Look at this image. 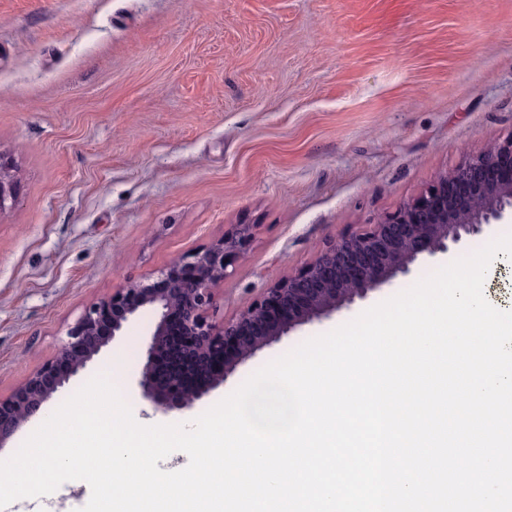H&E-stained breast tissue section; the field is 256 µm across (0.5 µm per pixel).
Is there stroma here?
I'll use <instances>...</instances> for the list:
<instances>
[{
    "instance_id": "obj_1",
    "label": "stroma",
    "mask_w": 512,
    "mask_h": 512,
    "mask_svg": "<svg viewBox=\"0 0 512 512\" xmlns=\"http://www.w3.org/2000/svg\"><path fill=\"white\" fill-rule=\"evenodd\" d=\"M512 133V0H0V397L54 359L92 304L255 225L218 292L233 318L342 234ZM511 224L423 263L378 304ZM306 326L242 384L357 317ZM143 311L0 460L86 380L135 374Z\"/></svg>"
}]
</instances>
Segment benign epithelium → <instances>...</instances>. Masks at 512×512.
I'll return each mask as SVG.
<instances>
[{
	"instance_id": "benign-epithelium-1",
	"label": "benign epithelium",
	"mask_w": 512,
	"mask_h": 512,
	"mask_svg": "<svg viewBox=\"0 0 512 512\" xmlns=\"http://www.w3.org/2000/svg\"><path fill=\"white\" fill-rule=\"evenodd\" d=\"M0 156V207L14 194ZM512 222V134L438 175L417 197L362 233L341 236L310 265L275 280L221 324L208 310L246 254L254 225L174 260L152 283L130 282L90 306L57 357L10 397L0 398V445L55 393L80 376L144 309L154 314L132 387L156 414L183 413L226 386L256 353L305 325L328 319L421 259L447 254L493 224Z\"/></svg>"
}]
</instances>
